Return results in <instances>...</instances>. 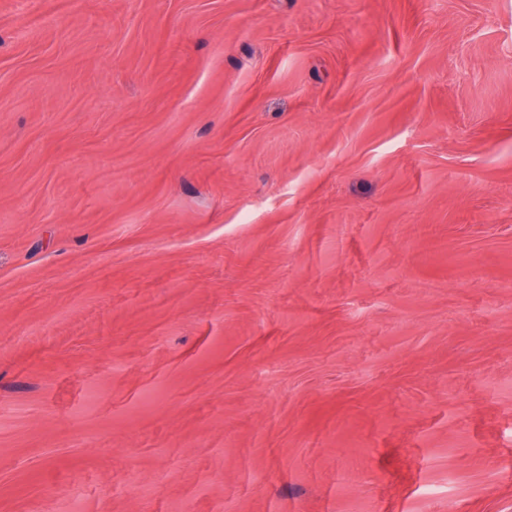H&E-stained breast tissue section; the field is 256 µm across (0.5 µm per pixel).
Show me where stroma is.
<instances>
[{
    "mask_svg": "<svg viewBox=\"0 0 512 512\" xmlns=\"http://www.w3.org/2000/svg\"><path fill=\"white\" fill-rule=\"evenodd\" d=\"M0 512H512V0H0Z\"/></svg>",
    "mask_w": 512,
    "mask_h": 512,
    "instance_id": "stroma-1",
    "label": "stroma"
}]
</instances>
